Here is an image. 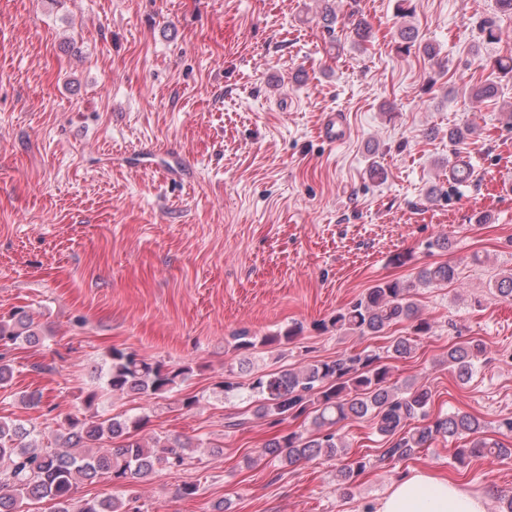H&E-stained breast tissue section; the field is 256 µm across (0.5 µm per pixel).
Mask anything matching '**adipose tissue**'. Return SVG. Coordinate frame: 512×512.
Segmentation results:
<instances>
[{
  "label": "adipose tissue",
  "mask_w": 512,
  "mask_h": 512,
  "mask_svg": "<svg viewBox=\"0 0 512 512\" xmlns=\"http://www.w3.org/2000/svg\"><path fill=\"white\" fill-rule=\"evenodd\" d=\"M489 494L474 495L430 472L415 470L398 479L375 505L376 512H487Z\"/></svg>",
  "instance_id": "1"
}]
</instances>
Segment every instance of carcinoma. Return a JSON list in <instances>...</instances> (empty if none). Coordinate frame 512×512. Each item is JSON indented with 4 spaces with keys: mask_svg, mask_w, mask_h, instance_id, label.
<instances>
[{
    "mask_svg": "<svg viewBox=\"0 0 512 512\" xmlns=\"http://www.w3.org/2000/svg\"><path fill=\"white\" fill-rule=\"evenodd\" d=\"M483 41L502 40V30L493 18L480 26ZM404 49L423 47L430 57L435 48L418 42L414 28L400 32ZM475 100L498 96L494 83L473 85L467 89ZM472 167L464 160L448 165V178L456 185L472 180ZM458 278L457 265L448 261L421 268L416 282L386 280L368 289L360 298L336 311L321 323L323 331L376 335L385 329L406 323L409 335L399 336L390 346L395 357L411 352L412 338L426 336L434 324L421 317L412 290L417 287L440 288ZM298 329L290 326L268 336H251L243 331L232 337V350L246 355L257 347L279 349L294 341ZM39 340L38 325L31 314L17 310L0 318V345ZM483 345L463 342L448 348L447 362L465 381L473 373L475 358L484 353ZM105 389L112 393L161 398L178 391L193 373L189 365H169L132 351L112 348L106 356ZM247 391L259 402L257 414L282 423L308 416L312 433L289 431L269 439L261 456L293 465L318 457L334 459L345 448L336 433V425L348 419L372 416L377 432L386 438L382 458L401 459L416 448H428L438 435H468V446L455 451L463 464L472 458H498L508 453L497 442L477 434L485 428L477 418L466 414L439 415L428 424L405 430L407 421L429 417V392L422 386L391 382V372L382 356L371 351L344 353L334 359H319L294 368H285L253 376L248 383L226 380L224 398L231 399ZM148 416L103 417L94 413L79 417L69 414L60 424L55 442L37 443L36 427L20 419L0 418V512H23L30 501L47 499L54 512H127L122 499L109 497L75 501L78 485L85 481L110 478L122 482L130 477L145 478L157 469H183L199 445L179 438L155 435L139 436Z\"/></svg>",
    "mask_w": 512,
    "mask_h": 512,
    "instance_id": "obj_1",
    "label": "carcinoma"
}]
</instances>
